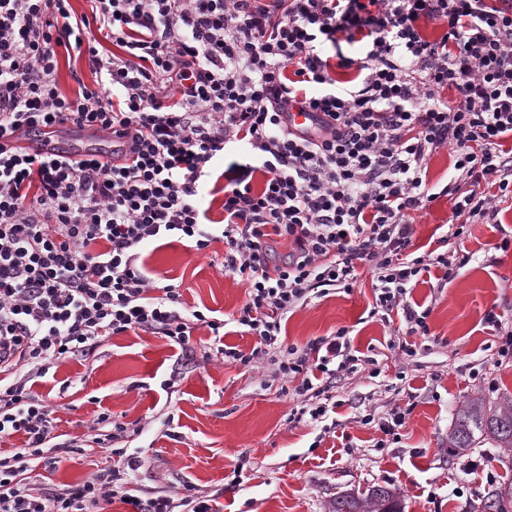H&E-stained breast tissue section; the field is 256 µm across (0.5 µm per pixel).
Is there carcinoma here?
Returning <instances> with one entry per match:
<instances>
[{
    "mask_svg": "<svg viewBox=\"0 0 512 512\" xmlns=\"http://www.w3.org/2000/svg\"><path fill=\"white\" fill-rule=\"evenodd\" d=\"M490 439L498 447L512 452V407L489 404L483 399H471L457 411L454 425L448 434V447L458 453L466 451L479 439ZM512 504V483L492 489L484 509L509 512ZM331 512H402L395 490L387 486L372 487L364 496L345 494L336 498Z\"/></svg>",
    "mask_w": 512,
    "mask_h": 512,
    "instance_id": "carcinoma-1",
    "label": "carcinoma"
}]
</instances>
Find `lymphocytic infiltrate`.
Listing matches in <instances>:
<instances>
[{
  "instance_id": "f902f5d3",
  "label": "lymphocytic infiltrate",
  "mask_w": 512,
  "mask_h": 512,
  "mask_svg": "<svg viewBox=\"0 0 512 512\" xmlns=\"http://www.w3.org/2000/svg\"><path fill=\"white\" fill-rule=\"evenodd\" d=\"M90 2L78 16L70 0H0V347L19 353L0 378V439L24 438L0 457V512H106L116 500L131 512H212L188 485L177 499L136 495L141 460L106 414L96 422L111 430L78 444L105 453V468L53 492L32 485L33 462L55 469L76 445L58 442L36 379L131 331L191 354L205 328L225 362L276 354L275 375L300 401L294 421L326 422L336 377L375 359L345 327L284 345L282 322L350 291L364 267L370 316L415 356L410 339L428 335L431 310L412 301L414 283L433 267L451 281L470 255L413 253L414 214L448 196V235L460 239L512 199V0ZM101 31L115 52L100 50ZM64 52L86 56L98 79L73 98L57 83ZM293 104L328 116L318 139L289 130ZM65 124L116 138L111 162L5 145ZM233 141L255 164L225 160ZM444 146L457 176L435 193L428 162ZM210 176L223 182L220 221L197 204ZM173 238L199 251L223 242L224 271L247 286L235 322L255 338L251 352L224 344L223 319L155 285L144 252ZM277 238L289 247L280 263Z\"/></svg>"
}]
</instances>
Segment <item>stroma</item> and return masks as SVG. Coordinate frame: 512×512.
Returning <instances> with one entry per match:
<instances>
[{"instance_id": "1", "label": "stroma", "mask_w": 512, "mask_h": 512, "mask_svg": "<svg viewBox=\"0 0 512 512\" xmlns=\"http://www.w3.org/2000/svg\"><path fill=\"white\" fill-rule=\"evenodd\" d=\"M451 204L441 197L416 218L414 247L428 251L448 229ZM512 201L494 224L470 225L461 247L471 255L447 285L439 271L422 276L412 297L431 306L427 336L417 354L389 344L391 329L369 315L373 274L362 270L351 291L311 299L282 323L285 344L347 327L353 345L370 351L377 367L360 365L331 394L333 432L309 419H290L292 398L269 362L250 367L206 360L207 330L196 331L200 354L186 358L160 336L112 337L81 360L51 367L33 390L56 410L59 433L81 438L100 414L132 429L127 448L139 453L141 497L196 487L214 512H328L336 496L363 495L375 485L399 494L404 512H483L488 490L512 481L494 442L460 455L448 452V433L461 404L481 396L512 400V359L497 361L500 330L512 328ZM223 243L196 250L187 241L148 249L146 264L159 285L180 286L188 306L226 320L224 341L251 351L232 316L246 300L239 278L222 272ZM496 323H488V316ZM174 388H165L166 380ZM409 408L399 440L378 447L377 421L393 407ZM376 420L363 424L365 414ZM99 457L67 454L56 470L36 467L40 485L57 488L91 477Z\"/></svg>"}]
</instances>
